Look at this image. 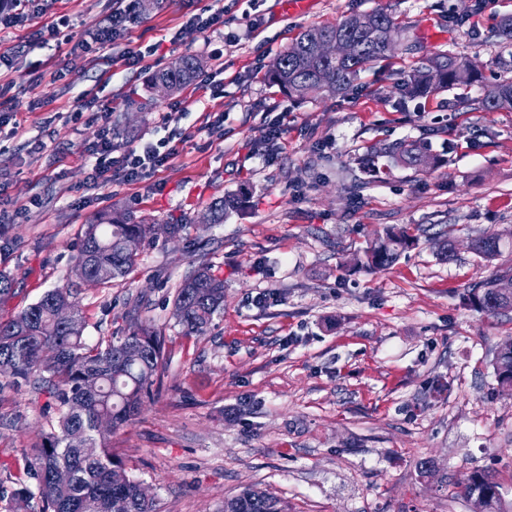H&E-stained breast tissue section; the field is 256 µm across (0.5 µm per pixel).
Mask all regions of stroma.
<instances>
[{
	"instance_id": "obj_1",
	"label": "stroma",
	"mask_w": 512,
	"mask_h": 512,
	"mask_svg": "<svg viewBox=\"0 0 512 512\" xmlns=\"http://www.w3.org/2000/svg\"><path fill=\"white\" fill-rule=\"evenodd\" d=\"M210 2L158 0L140 14L131 38L158 43L159 66L202 62L196 82L163 97L151 71L91 67L41 43L43 18L0 29V49L18 54L0 98V271L15 282L0 317L69 286L88 343L137 322L163 331L153 397L112 438L156 512H223L246 486L288 512H473L453 483L475 470L512 505V396L493 368L512 310L488 315L463 299L512 266L511 252L488 263L468 246L481 232L512 233V111L477 107L508 75L512 42L499 29L512 0H223V26L203 31L190 19ZM53 9L70 15L79 42L106 25L112 0ZM376 9L408 38L346 94L300 99L268 81L265 67L305 29ZM442 53L473 59L479 80L400 94L398 82ZM81 93L113 101L114 154L168 136L174 158L135 182L93 178L87 149L100 126L70 118ZM278 123L282 138L261 141ZM413 140L430 143L435 166L369 172L376 151ZM231 194L238 208L206 223L211 202ZM105 212L183 230L144 249L126 278L77 282L76 247ZM391 227L410 229L413 246L390 267L360 265ZM448 234L450 261L436 246ZM204 263L224 280V309L189 336L173 298ZM437 380L448 390L434 393ZM47 400L0 388L1 485L22 480L25 451L55 425Z\"/></svg>"
}]
</instances>
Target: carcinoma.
<instances>
[{
	"mask_svg": "<svg viewBox=\"0 0 512 512\" xmlns=\"http://www.w3.org/2000/svg\"><path fill=\"white\" fill-rule=\"evenodd\" d=\"M388 30H395V25L382 10L353 14L325 26L327 35L342 36L353 43V55L343 61L319 56L304 32L272 63L269 79L299 98L311 87L343 93L364 68L386 60L394 50V45L384 42ZM200 68L201 61L187 55L156 71L153 81L176 92L190 84ZM475 74V65L465 57L436 55L400 84L399 91L411 98L424 97L467 84ZM478 104L486 112L512 110V77L496 84ZM385 154L393 162L415 169L435 162L430 145L421 141L395 143ZM237 204L233 196L212 202V222L224 223V215ZM132 235L140 237L145 247L155 243L151 225L129 216L117 219L103 214L97 223L86 225L74 256L75 278L106 285L129 275L138 256L125 253L123 242ZM410 243L406 232H388L367 252L364 265L388 267ZM471 244L474 254L492 261L504 249L512 248V237L482 233L472 238ZM509 276L512 267L473 285L467 294L470 305L490 315L511 310L512 300L504 299L496 288L500 279ZM61 300L76 305L71 288H54L16 315L0 319V376L7 377L8 384L16 389L37 386L45 390L59 412L57 430L46 434L41 448L25 457L26 479L8 493L0 487V502L9 504L19 496L35 499L36 512H154L153 501L141 496L140 483L128 476L112 452V435L126 427L139 414L145 399L152 396L165 366L164 336L154 325L140 324L125 336L89 344L84 337L85 322L78 315L54 335L46 336L40 327L53 321L54 306ZM223 307L224 280L202 265L177 289L173 316L185 334L202 335ZM132 346L140 349L141 356L127 363L123 354ZM494 371L501 391L511 396V339L500 345ZM102 418L112 422L110 429H98ZM75 432L84 435L80 445L70 441ZM60 466L73 471V482L59 484L52 479L53 470ZM457 486L464 498L480 504L481 512H505L499 485L490 474L470 472ZM224 512H286V507L263 491L245 487L224 499Z\"/></svg>",
	"mask_w": 512,
	"mask_h": 512,
	"instance_id": "carcinoma-1",
	"label": "carcinoma"
}]
</instances>
